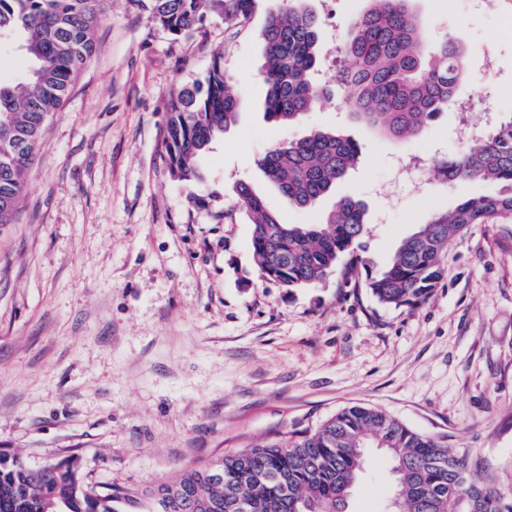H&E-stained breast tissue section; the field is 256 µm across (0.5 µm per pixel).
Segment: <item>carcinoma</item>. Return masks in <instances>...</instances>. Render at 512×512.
<instances>
[{
  "mask_svg": "<svg viewBox=\"0 0 512 512\" xmlns=\"http://www.w3.org/2000/svg\"><path fill=\"white\" fill-rule=\"evenodd\" d=\"M112 0H0V36L19 43L26 76L0 82V225L14 222L26 192L25 173L40 148L49 117L60 109L72 80L94 50V32ZM257 0H148L157 24L189 36L215 16L241 25ZM304 0H281L260 39L264 111L290 126L323 96L316 79L321 19ZM426 22L413 0H370L344 40L349 65L336 81L354 115L386 135L407 141L445 111L470 80L467 48L450 38L427 42ZM243 99L221 60L202 80L183 86L171 104L164 146L172 180L201 179L198 160L233 125ZM358 145L335 129H315L276 143L258 164L267 180L301 208L315 207L359 160ZM444 183L480 181L498 187L435 211L378 268L357 255L369 229L367 208L338 198L318 224H290L247 183L237 203L252 224L251 263L258 277L292 291L323 281L343 258L345 275L364 277L381 304L416 307L446 275L448 240L473 224L512 216V112L476 147L444 159ZM381 450L395 476L396 512H458L467 499L479 512H512V491L434 437L365 406L344 408L313 429L279 435L263 445L228 451L186 470L153 493L158 512H346L367 448ZM138 491L120 497L90 485L76 458L34 467L0 452V512H122Z\"/></svg>",
  "mask_w": 512,
  "mask_h": 512,
  "instance_id": "carcinoma-1",
  "label": "carcinoma"
}]
</instances>
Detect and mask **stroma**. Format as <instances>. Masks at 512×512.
Wrapping results in <instances>:
<instances>
[{
  "label": "stroma",
  "instance_id": "35a3bbf8",
  "mask_svg": "<svg viewBox=\"0 0 512 512\" xmlns=\"http://www.w3.org/2000/svg\"><path fill=\"white\" fill-rule=\"evenodd\" d=\"M322 18L320 57L367 0H306ZM277 0L246 24L207 18L187 37L157 25L143 0H112L96 51L47 123L15 223L0 226V451L31 465L78 456L84 479L151 492L229 450L320 424L361 404L482 458L512 482V217L448 242L446 277L414 308L379 304L334 270L312 288L258 278L252 224L236 186L251 184L292 224L318 223L334 197L368 207L363 256L376 266L434 210L488 185L436 179L459 153L455 107L401 143L357 120L332 85L298 125L264 116L259 34ZM427 39L494 44L498 64L468 59L472 82L512 110V41L458 0H416ZM222 54L246 101L199 160L200 181L167 173L164 134L177 91ZM318 128L352 138L360 161L317 209L289 206L257 161ZM426 181H412L411 156ZM389 461L371 453L348 512H386Z\"/></svg>",
  "mask_w": 512,
  "mask_h": 512
}]
</instances>
